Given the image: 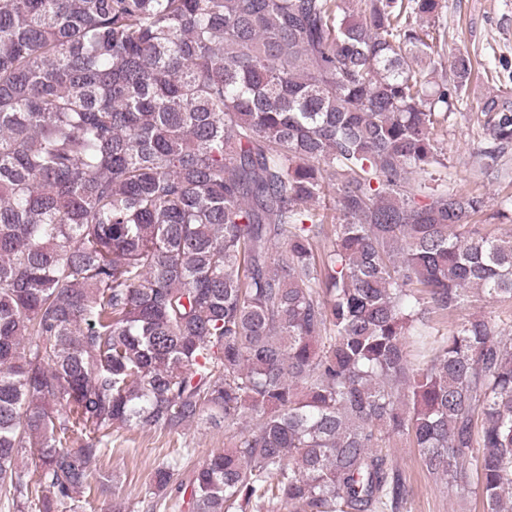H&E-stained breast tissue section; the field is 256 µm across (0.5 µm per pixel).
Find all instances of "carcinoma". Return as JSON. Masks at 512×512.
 <instances>
[{"instance_id":"cac0c4a2","label":"carcinoma","mask_w":512,"mask_h":512,"mask_svg":"<svg viewBox=\"0 0 512 512\" xmlns=\"http://www.w3.org/2000/svg\"><path fill=\"white\" fill-rule=\"evenodd\" d=\"M441 0H0V497L109 492L120 429L224 422L152 495L192 512H401L383 452L512 512V228L443 141L472 59ZM512 183V95L476 113ZM334 194V206L321 202ZM34 459L29 479L16 459ZM470 315L490 317L501 324L506 336H512V301L488 303L482 299L473 300L461 310L447 317H437L435 325L436 328L445 332L452 325Z\"/></svg>"}]
</instances>
